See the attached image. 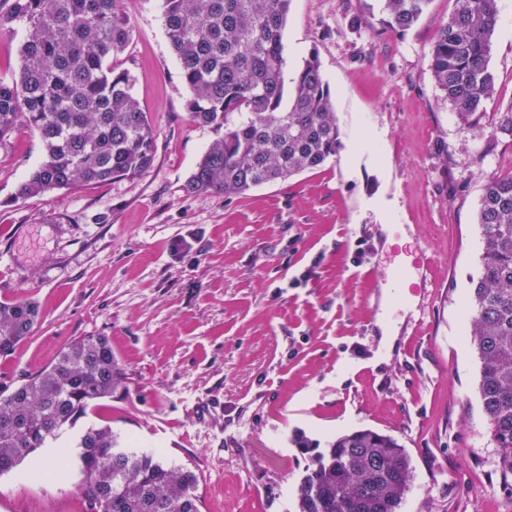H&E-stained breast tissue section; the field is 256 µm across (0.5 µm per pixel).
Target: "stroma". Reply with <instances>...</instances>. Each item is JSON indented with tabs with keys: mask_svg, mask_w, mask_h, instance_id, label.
<instances>
[{
	"mask_svg": "<svg viewBox=\"0 0 512 512\" xmlns=\"http://www.w3.org/2000/svg\"><path fill=\"white\" fill-rule=\"evenodd\" d=\"M452 0L393 32L362 0H291L288 72L316 55L342 146L322 168L240 197L185 196L214 132L190 120V91L160 0H122L134 37L116 62L157 134L140 178L16 200L43 144L18 122L0 145V300L33 298L31 338L0 357V389L47 366L69 341L108 336L124 373L78 428L109 425L199 475L201 512H297L309 463L373 429L410 456L399 512H512V477L478 395L467 307L481 265L475 213L488 177L512 175V0H500L495 93L465 126L429 58ZM431 297L374 295L417 252ZM394 325L380 348L378 318ZM67 441L0 477V512H82L78 473L44 480Z\"/></svg>",
	"mask_w": 512,
	"mask_h": 512,
	"instance_id": "obj_1",
	"label": "stroma"
}]
</instances>
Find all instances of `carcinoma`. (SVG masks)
<instances>
[{
    "label": "carcinoma",
    "mask_w": 512,
    "mask_h": 512,
    "mask_svg": "<svg viewBox=\"0 0 512 512\" xmlns=\"http://www.w3.org/2000/svg\"><path fill=\"white\" fill-rule=\"evenodd\" d=\"M121 0H11L0 35L24 29L20 68L0 79V144L19 119L35 129L44 159L15 198L84 183L135 179L154 165L155 131L117 70L133 31ZM431 0H379L392 31L409 29ZM432 45L429 70L461 122L493 96L489 67L499 0H452ZM290 0H162L165 34L191 91L187 112L211 128L209 144L183 185L187 196H242L316 170L341 148L340 129L320 63L304 59L285 73L283 31ZM483 243L472 281V345L478 392L497 449L496 466L512 475V175L493 176L476 210ZM39 308L29 299L0 301V357L32 335ZM122 368L106 336L69 341L56 358L18 386L0 390V476L56 441L101 399L112 396ZM296 487L297 512H398L410 460L399 441L370 429L338 436L319 451ZM84 512H201L198 476L140 451L108 425L73 441Z\"/></svg>",
    "instance_id": "1"
}]
</instances>
